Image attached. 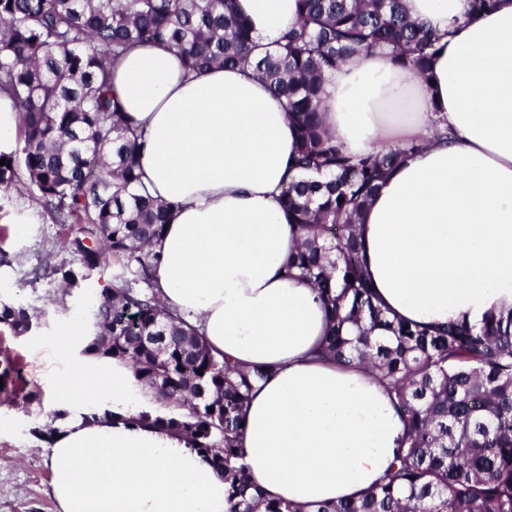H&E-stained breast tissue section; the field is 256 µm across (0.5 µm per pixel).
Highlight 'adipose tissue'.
I'll use <instances>...</instances> for the list:
<instances>
[{"label": "adipose tissue", "instance_id": "obj_1", "mask_svg": "<svg viewBox=\"0 0 512 512\" xmlns=\"http://www.w3.org/2000/svg\"><path fill=\"white\" fill-rule=\"evenodd\" d=\"M440 36L426 76L375 50L323 84L329 136L359 155L412 140L358 219L365 269L389 316L479 326L512 309V0H404ZM252 37L275 45L295 0H235ZM112 88L144 134L140 179L175 202L155 286L210 348L276 372L242 430L250 479L309 504L359 497L392 462L403 422L356 366L319 359L328 315L310 281L284 272L300 233L283 208L298 173L284 97L252 66L188 75L174 52L136 47ZM73 411L48 451L60 512H227L224 478L186 440L129 424L132 371L86 359L54 377Z\"/></svg>", "mask_w": 512, "mask_h": 512}]
</instances>
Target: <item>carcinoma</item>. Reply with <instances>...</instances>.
Returning a JSON list of instances; mask_svg holds the SVG:
<instances>
[{
  "instance_id": "cac0c4a2",
  "label": "carcinoma",
  "mask_w": 512,
  "mask_h": 512,
  "mask_svg": "<svg viewBox=\"0 0 512 512\" xmlns=\"http://www.w3.org/2000/svg\"><path fill=\"white\" fill-rule=\"evenodd\" d=\"M298 19L261 49L233 0H0V94L21 114L25 190L57 224L91 226L64 240L72 260L52 267L75 288L115 260L121 273L93 312L87 355L133 370L157 402L125 421L184 437L224 474L228 512H307L271 498L241 459L242 419L269 371L214 353L170 311L154 283L158 241L174 204L140 185L142 133L112 90V67L131 50L174 49L189 74L254 61L288 102L292 167L283 195L302 240L286 267L313 281L330 316L320 356L357 362L391 397L404 424L394 462L354 501L312 512H512V311L479 329L405 326L376 303L357 221L389 171L423 148L415 141L352 155L322 130L326 74L385 48L421 76L440 36L407 16L404 0H296ZM0 191L16 187V155L0 153ZM353 281H348V278ZM0 328L33 329L23 305L0 302Z\"/></svg>"
}]
</instances>
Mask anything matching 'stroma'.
Returning <instances> with one entry per match:
<instances>
[{
	"instance_id": "obj_1",
	"label": "stroma",
	"mask_w": 512,
	"mask_h": 512,
	"mask_svg": "<svg viewBox=\"0 0 512 512\" xmlns=\"http://www.w3.org/2000/svg\"><path fill=\"white\" fill-rule=\"evenodd\" d=\"M83 230L80 224L54 223L27 192H0V299L23 304L40 319L34 335L0 338V360L11 358L21 370L18 394L0 404V512H59L46 433L70 411L57 400L51 381L81 354L55 353L54 334L74 320L89 328L98 298L119 271L111 262L78 287L58 288L44 270V253L66 259L61 239Z\"/></svg>"
}]
</instances>
